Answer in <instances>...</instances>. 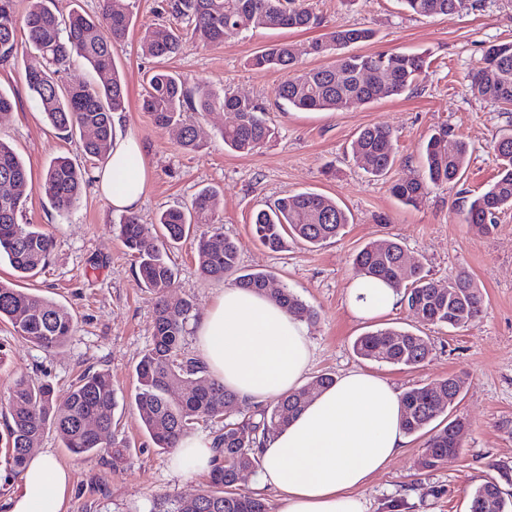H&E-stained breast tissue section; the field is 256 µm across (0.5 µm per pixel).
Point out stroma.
<instances>
[{
    "instance_id": "1",
    "label": "stroma",
    "mask_w": 512,
    "mask_h": 512,
    "mask_svg": "<svg viewBox=\"0 0 512 512\" xmlns=\"http://www.w3.org/2000/svg\"><path fill=\"white\" fill-rule=\"evenodd\" d=\"M163 0H115L131 13L134 27L112 49L128 97L115 113L116 129L140 139L148 168L147 190L137 210L143 223L172 207L191 204L202 189L216 190L221 206L215 224L238 248L241 272L270 274V285L288 288L313 306L309 324L310 376L339 377L352 370L382 375L398 390L451 375L466 377L454 409L469 428L462 448L436 470L425 473L417 462L426 435L409 436L402 454L361 488L368 512H383L392 498L407 500L409 512H469L473 489L492 476V466L512 464V210L498 214L492 233L466 223L458 212L463 198L482 192L498 174L493 142L512 131V112L475 95L467 81L486 46L512 42V0H478L455 15L420 17L403 11L398 0H311L323 18L306 31L260 28L229 30L224 42L205 48L186 42L168 60V69L187 79H205L220 92L259 98L275 139L252 154L225 149L219 128L234 115L215 111L195 116L201 151L180 148L173 127L156 126L142 103L156 61L146 53V29L171 25ZM373 29L371 41L352 45L355 53H422L430 68L413 93L330 113L284 109L276 97L284 72L249 66L251 56L272 43L308 47L334 28ZM36 51L18 65L0 66V90L14 102L0 121V139L21 156L33 180H40L58 155L75 164L85 159L78 140L59 138L38 111L26 88L27 68L40 67ZM384 125L397 140V159L383 177L367 174L352 155L358 132ZM451 126L468 144L465 174L457 183L430 188L415 207L395 198L391 185L421 178L422 145L431 129ZM335 198L348 213L344 235L312 247L300 243L273 252L254 237L252 218L265 204L298 192ZM120 214L86 187L77 207L59 215L38 193H30L22 221L52 235L54 249L41 273L26 286L65 306L73 315V336L61 347L44 351L22 339L10 324H0V396L13 381L31 376L65 392L84 373L112 376L119 431L130 448L120 467L109 457L78 456L64 448L55 431L40 438L46 452L70 473V490L62 512H150L155 500L194 497L206 489L208 474H176L172 453L156 448L141 426L132 403L135 367L152 340L154 301L136 275V259L119 236ZM399 241L407 266L421 267L430 278L471 276L484 295L483 311L469 327L451 330L414 316L406 305L376 319L361 321L346 304L354 277L353 258L366 243ZM176 274V291L203 312L225 287L202 277L195 245L185 241L168 252ZM387 326L405 327L429 337L433 350L419 368L409 370L365 360L352 348L362 333Z\"/></svg>"
}]
</instances>
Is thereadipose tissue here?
Listing matches in <instances>:
<instances>
[{"label":"adipose tissue","instance_id":"obj_1","mask_svg":"<svg viewBox=\"0 0 512 512\" xmlns=\"http://www.w3.org/2000/svg\"><path fill=\"white\" fill-rule=\"evenodd\" d=\"M96 191L117 211H135L147 187L143 148L134 136L116 137L108 161L93 173ZM394 288L354 278L347 307L368 320L394 310ZM195 334L209 373L245 404H260L300 389L312 351L306 322L258 292L228 287L201 315ZM401 394L383 377L350 371L320 393L259 449L260 487L278 492L281 512H367L358 490L407 444L400 423ZM212 441L187 436L173 451L176 472L207 469ZM69 472L47 453L29 456L9 512H61Z\"/></svg>","mask_w":512,"mask_h":512}]
</instances>
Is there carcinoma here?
<instances>
[{"label": "carcinoma", "instance_id": "obj_1", "mask_svg": "<svg viewBox=\"0 0 512 512\" xmlns=\"http://www.w3.org/2000/svg\"><path fill=\"white\" fill-rule=\"evenodd\" d=\"M101 12L85 16L75 9L63 13L59 0H32L24 16H19L17 0H0V64L17 61L24 49L38 52L43 68L25 72L31 99L58 132L79 137L81 149L90 163L78 167L65 157L53 159L37 184L29 183L27 167L17 153L0 140V186L16 191L0 195V259L7 258L21 278L35 275L49 258L54 241L35 224H23L20 216L26 192L36 189L63 215L76 206L83 186L93 181V168L106 162L112 150L113 113L125 109L126 89L112 60V46L129 34L132 18L112 10L110 0H102ZM412 15L450 16L467 7V0H400ZM165 10L189 28L181 31L158 26L145 31L143 44L149 55L162 63L180 53L186 39L204 47L224 42L230 29L288 28L307 30L320 26L321 18L309 0H166ZM25 39H19V32ZM373 37L369 28H338L312 43L307 53L334 55L329 65L307 69L300 66L297 48L287 42L270 45L251 59L254 66L284 71L288 78L277 89V97L301 110H334L347 105L369 104L393 99L411 91L425 80L429 63L419 54H347L345 49ZM82 61L103 77L101 83L66 84L60 73ZM470 88L478 96L497 103L505 111L512 107V43L485 48L472 71ZM144 107L156 124L175 126L180 145L199 148L193 113L226 110L234 113L233 124L220 131L224 146L249 154L276 136L265 118L266 109L253 98L219 93L202 79L188 86V80L160 66L150 76ZM357 162L375 177L386 175L396 161V139L382 125L362 129L353 146ZM499 173L485 191L458 206L469 224H478L490 233L496 215L512 209V133L494 143ZM468 147L455 130L442 125L433 130L423 150L424 175L419 180L396 182L392 194L407 206H417L429 186L455 182L461 178ZM218 193L201 191L190 209L169 208L156 223L163 237L177 243L194 235L198 266L209 279L221 280L237 271L238 251L232 239L214 226ZM349 223L336 200L314 192L286 195L260 210L252 231L262 245L279 252L295 241L320 245L337 237ZM120 233L125 247L138 259L136 274L154 298L152 342L136 366L138 386L134 405L142 427L162 449L177 447L199 421H221V432L212 436L218 455L211 460L208 489L195 498L192 512H268L263 498L241 493L237 471L259 467L256 449L265 438L288 425L305 405L334 378L317 377L314 390L302 388L266 406L249 408L237 420L227 413L241 407L236 395L213 378L200 361L182 352L188 322L195 317L191 299L172 292L175 272L165 259L156 229L144 224L134 212L121 216ZM403 247L396 241L380 251L368 244L354 258L355 275L377 278L401 294V301L421 319L434 325L458 329L472 324L483 305L480 288L465 273L448 281L427 277L420 269L401 264ZM269 276L247 273L236 278L240 288L268 292ZM272 299L299 320L310 321L315 310L286 288ZM0 320L9 321L15 331L32 345L50 351L73 335L72 315L62 306L36 292L0 282ZM358 355L379 363L416 368L431 353L429 339L410 330L381 328L358 337ZM186 382L194 391L174 397L171 385ZM466 385L461 376L414 385L402 394V425L413 435L428 428L444 414L437 406L438 394L453 407ZM117 407L109 373L98 371L81 376L62 395L45 381L20 378L10 389L6 402L5 457L11 470L22 472L33 443L48 426L61 435L64 445L77 455L105 453L119 460L127 444L112 430V412ZM101 420L100 433L86 428V422ZM466 422L450 419L435 428L426 442L419 466L433 471L455 449L454 437L466 433ZM497 476L479 484L471 503L497 498L498 512H509L500 498L502 485L512 482V469L495 465Z\"/></svg>", "mask_w": 512, "mask_h": 512}]
</instances>
